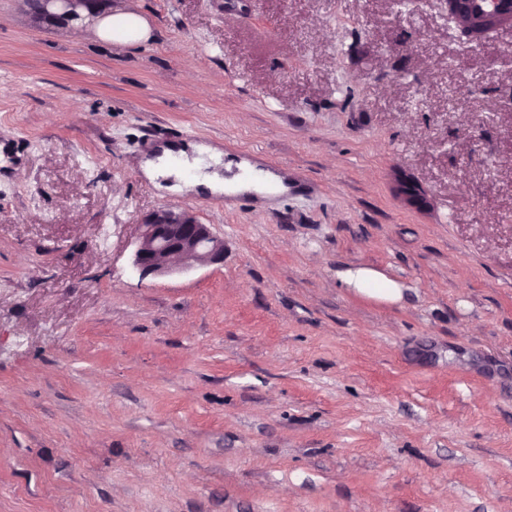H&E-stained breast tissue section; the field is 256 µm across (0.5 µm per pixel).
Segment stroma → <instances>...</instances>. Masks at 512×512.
<instances>
[{"instance_id": "35a3bbf8", "label": "stroma", "mask_w": 512, "mask_h": 512, "mask_svg": "<svg viewBox=\"0 0 512 512\" xmlns=\"http://www.w3.org/2000/svg\"><path fill=\"white\" fill-rule=\"evenodd\" d=\"M118 7L147 40L0 0V512H512V51L448 0ZM188 132L287 192L164 193ZM163 206L223 263L141 277ZM97 30L102 38L122 43H137L149 31L148 25L142 17L127 12H115L111 16L101 19ZM117 32H125V34L119 36ZM394 190L405 203L420 209L427 207L428 201L419 189L404 176L395 174ZM339 280L362 297L382 303H396L403 297L402 288L383 273L371 268H348L337 271Z\"/></svg>"}]
</instances>
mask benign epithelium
<instances>
[{
  "label": "benign epithelium",
  "instance_id": "obj_1",
  "mask_svg": "<svg viewBox=\"0 0 512 512\" xmlns=\"http://www.w3.org/2000/svg\"><path fill=\"white\" fill-rule=\"evenodd\" d=\"M38 17L67 22L81 19L91 0H25ZM394 190L405 203L420 209L428 201L419 189L400 174L394 176ZM224 261V240L207 224L200 223L185 209L161 208L138 225L132 265L147 277L184 273Z\"/></svg>",
  "mask_w": 512,
  "mask_h": 512
}]
</instances>
